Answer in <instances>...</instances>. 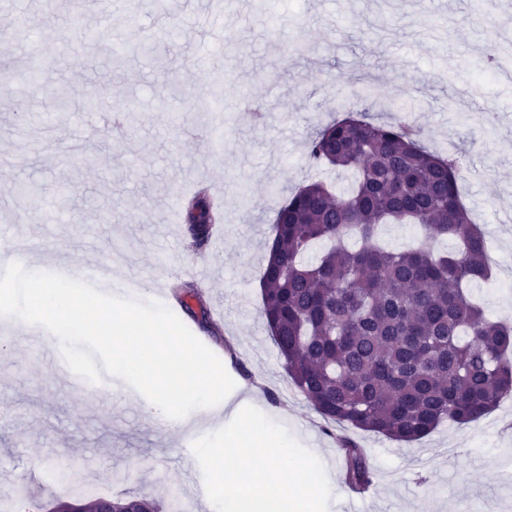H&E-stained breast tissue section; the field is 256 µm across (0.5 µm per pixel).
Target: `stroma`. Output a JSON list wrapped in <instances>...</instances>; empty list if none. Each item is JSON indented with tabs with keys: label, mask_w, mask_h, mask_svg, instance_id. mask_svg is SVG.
Here are the masks:
<instances>
[{
	"label": "stroma",
	"mask_w": 512,
	"mask_h": 512,
	"mask_svg": "<svg viewBox=\"0 0 512 512\" xmlns=\"http://www.w3.org/2000/svg\"><path fill=\"white\" fill-rule=\"evenodd\" d=\"M0 10V222L24 224L44 271L87 257L150 282L164 267L203 262L207 310L223 308L222 340L188 314L180 319L223 363L236 388L330 470L328 512H512V399L464 426L443 423L401 443L326 423L290 383L262 314L259 272L276 211L315 179L337 193L348 171L313 167L306 140L319 126L369 108L390 120L406 106L428 146L464 156L459 187L480 226L493 270L471 284L488 315L512 323V62L487 77L478 60L512 46V11L481 12L476 0H224V42L205 43L193 0H167L174 34L161 53L137 57L155 12L150 0H9ZM25 41L7 36L15 16ZM56 63L37 84L14 79L36 57ZM109 84L106 111L89 113L98 134L74 150L66 121L46 125L56 89ZM181 93L182 122L166 124L160 100ZM133 102L122 140L112 109ZM45 202L25 211L14 183ZM220 195V237L202 250L186 235L184 201L200 188ZM112 214L100 223L99 211ZM145 397L105 405L58 381L50 348L34 349L20 324L0 321V512L27 501L182 491L208 512L176 431L156 427ZM364 448L373 490L346 485L339 437Z\"/></svg>",
	"instance_id": "1"
}]
</instances>
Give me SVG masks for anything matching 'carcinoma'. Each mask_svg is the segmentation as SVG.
I'll use <instances>...</instances> for the list:
<instances>
[{
  "mask_svg": "<svg viewBox=\"0 0 512 512\" xmlns=\"http://www.w3.org/2000/svg\"><path fill=\"white\" fill-rule=\"evenodd\" d=\"M102 98L94 87L59 106L81 112ZM306 155L317 166L354 172L355 183L338 196L315 180L276 213L260 270L262 313L292 384L327 422L397 442L489 414L512 395V326L487 318L466 293L491 273L484 236L458 194L457 158L433 153L409 124L352 115L318 129ZM182 216L202 246L223 210L202 188ZM384 224H417L427 244L383 247L377 231ZM350 230L360 239L355 249L344 244ZM442 239L455 248L434 250ZM318 242L329 247L306 261ZM174 293L187 311L189 298L202 304L189 285H174ZM340 447L346 482L369 486L363 449L348 439ZM102 502L59 499L54 512H99ZM111 502L113 512H163L148 493Z\"/></svg>",
  "mask_w": 512,
  "mask_h": 512,
  "instance_id": "obj_1",
  "label": "carcinoma"
}]
</instances>
